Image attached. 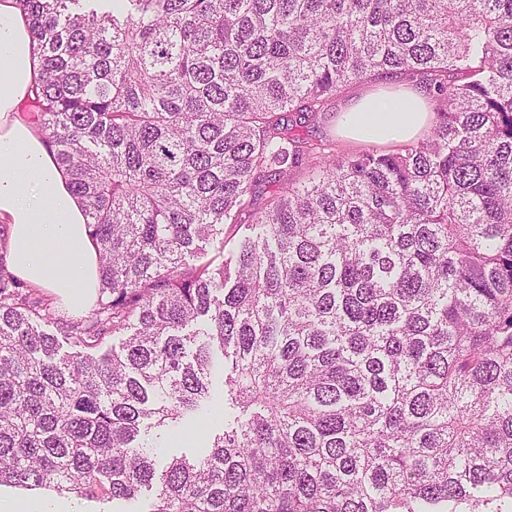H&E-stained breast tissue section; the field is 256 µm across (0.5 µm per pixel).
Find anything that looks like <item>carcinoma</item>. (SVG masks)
I'll return each instance as SVG.
<instances>
[{"label":"carcinoma","mask_w":512,"mask_h":512,"mask_svg":"<svg viewBox=\"0 0 512 512\" xmlns=\"http://www.w3.org/2000/svg\"><path fill=\"white\" fill-rule=\"evenodd\" d=\"M20 3L34 122L100 288L59 326L0 232V486L129 504L156 486L140 512L512 505V0ZM419 71L437 107L415 144L338 155L294 133L348 83ZM262 179L279 190L255 211ZM110 333L121 350L99 352ZM218 369L206 454L138 442Z\"/></svg>","instance_id":"cac0c4a2"}]
</instances>
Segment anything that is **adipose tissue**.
<instances>
[{
	"instance_id": "adipose-tissue-1",
	"label": "adipose tissue",
	"mask_w": 512,
	"mask_h": 512,
	"mask_svg": "<svg viewBox=\"0 0 512 512\" xmlns=\"http://www.w3.org/2000/svg\"><path fill=\"white\" fill-rule=\"evenodd\" d=\"M40 58L19 0H0V224L9 228L8 262L21 279L53 288L73 309L98 293V252L82 201L45 139L21 117L33 95ZM434 119L424 89L370 94L349 103L344 134L399 143Z\"/></svg>"
}]
</instances>
